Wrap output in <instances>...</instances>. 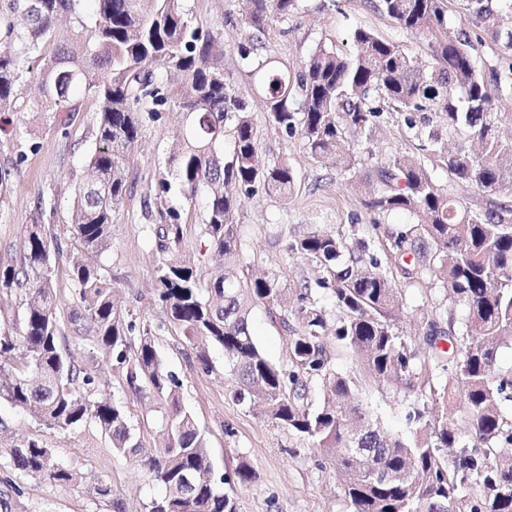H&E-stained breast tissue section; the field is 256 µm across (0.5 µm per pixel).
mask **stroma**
<instances>
[{"label":"stroma","instance_id":"stroma-1","mask_svg":"<svg viewBox=\"0 0 512 512\" xmlns=\"http://www.w3.org/2000/svg\"><path fill=\"white\" fill-rule=\"evenodd\" d=\"M194 24L205 35H213L223 52L224 70L249 99L251 116L259 128L261 147L269 160H287L296 174L295 191L288 202L263 192L241 196L237 222L246 243V261L258 262L279 273L287 287L299 288L312 278L313 270L304 262L289 258L279 230L299 232L322 229L341 231L351 224H368L372 214L365 208L372 185L360 177L348 179L329 164L315 161L299 138L287 136L269 125L265 101L252 83L237 46L246 42L248 31L241 23L244 0H185ZM365 28L392 39L418 55L421 41L400 28L386 15L374 11L369 0H301L295 17L272 22L261 44V55L296 69L316 45L323 44L347 54L352 49L351 33ZM183 122L181 112L169 109L158 119L144 122L141 138L134 149L128 173L129 192L116 213L112 226V247L101 254L98 263L112 279L116 300L122 311L138 322L159 326L160 345L168 368L181 383L182 404L191 410L210 442L211 463L216 473L235 468L245 460L253 466L255 478L245 485L227 487L239 512H346L341 492L331 470L322 468L317 454L286 429L236 405L230 397L224 376V352H210L213 371H203L185 353L181 333L164 322L154 295V265L157 259L144 198L150 191L149 178L176 151V131ZM96 112L93 101L83 103L81 112L61 134L44 113L27 112L20 119L18 140H0V167H11L10 191L0 200V262L20 254L22 226L28 223L39 200L51 202L52 219L58 227L71 222L73 187L87 175V157L94 143ZM363 156L380 162L394 153L420 155V143L395 114L384 115L371 137H356ZM170 206L181 214L184 239L182 250L210 264V250L200 229L203 208L187 205L170 197ZM258 344L274 362L281 363L288 353V333L278 312L257 306L251 312ZM103 378L108 393L122 401L131 426L144 447L160 445L158 419L162 402L140 399L121 390L117 368L106 369ZM364 404L379 415L391 433H409L406 412L411 402L405 392L388 388L364 392ZM44 439L64 464L79 469L82 480L74 485L57 486L28 479L19 484L10 508L0 512H112L92 494L97 481L111 483L124 503L125 512H146L151 498L164 492L141 462L113 451L108 438L96 430L76 433L44 431Z\"/></svg>","mask_w":512,"mask_h":512}]
</instances>
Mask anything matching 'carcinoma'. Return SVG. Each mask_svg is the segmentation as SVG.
I'll use <instances>...</instances> for the list:
<instances>
[{"label": "carcinoma", "instance_id": "cac0c4a2", "mask_svg": "<svg viewBox=\"0 0 512 512\" xmlns=\"http://www.w3.org/2000/svg\"><path fill=\"white\" fill-rule=\"evenodd\" d=\"M83 2L10 0L9 12H0L1 132L20 134L8 129L12 116L34 108L64 129L81 111L80 96L97 106L91 177L75 189V223L57 228L54 210L39 201L24 225L19 260L0 264V296L22 308L19 324L0 325V399L46 430L92 427L115 451L141 461L164 486L148 512H237L224 486L251 482L253 468L241 462L215 473L206 435L179 402L181 384L166 368L154 328L118 310L112 280L89 261L112 245L144 115L174 106L186 124L181 150L156 182L154 290L198 365L212 369L210 350L222 348L233 400L316 451L347 512H512V365L498 357L500 347L512 345V138L499 135L512 100V57L481 70L465 22L448 23V0H371L400 29L423 35L428 68L396 42L357 28L352 53L320 44L293 72L255 50L270 21L293 17L299 0H249L242 22L251 38L237 51L251 64L270 124L351 176L364 162L349 135H371L386 112L416 130L426 151L380 161L367 173L376 184L364 201L379 217L402 211L422 221L386 226L375 219L343 233L285 236L287 254L318 269L295 292L276 273L244 262L239 199L227 188L249 194L260 187L286 201L296 179L288 161L263 158L249 103L224 75L213 36L199 34L183 0H91L90 13ZM469 12L512 53V27H502L484 0H470ZM15 14L25 25H15ZM62 17L71 23L65 34L57 27ZM157 62L177 74L176 85L156 77ZM30 80L40 84L41 99L23 93ZM459 135L479 148L445 151L444 139ZM435 158L448 179L487 197V207L453 200L427 164ZM174 185L190 205L203 196L202 232L216 256L206 273L180 253L179 211L160 205ZM62 253L71 284L65 313L53 266ZM414 284L440 293L421 309L424 352L395 319L404 287ZM259 304L279 308L289 332L281 365L250 330V310ZM456 304L467 311L459 331ZM440 338L448 349H439ZM71 341L91 350L97 365L74 364L66 353ZM334 344L354 353L351 370L336 369ZM105 366L121 370L123 391L168 404L160 419L164 447L144 453L125 406L101 393ZM380 384L413 396L407 420L414 436L385 432L354 402L360 388ZM454 395L467 408L460 427L447 417ZM8 429L0 418V466L16 478L59 485L81 479L42 436L14 440ZM94 493L112 512H124L107 482Z\"/></svg>", "mask_w": 512, "mask_h": 512}]
</instances>
